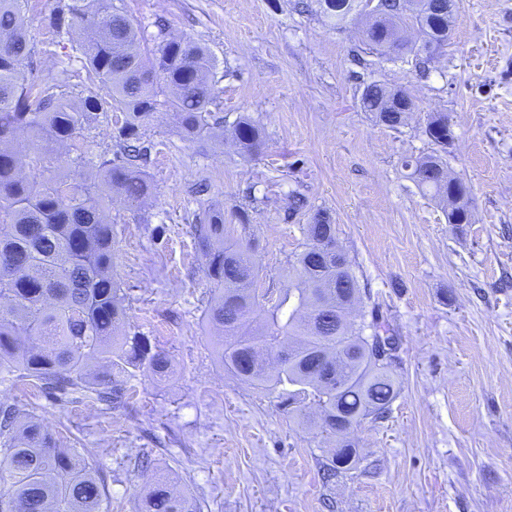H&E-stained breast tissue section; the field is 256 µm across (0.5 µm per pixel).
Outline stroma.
I'll return each mask as SVG.
<instances>
[{
	"mask_svg": "<svg viewBox=\"0 0 512 512\" xmlns=\"http://www.w3.org/2000/svg\"><path fill=\"white\" fill-rule=\"evenodd\" d=\"M144 28L190 39L217 60L220 116L250 117L259 157L231 140L191 142L165 113L144 129L145 207L112 202V271L129 293L128 322L171 360L166 380L138 371L128 407L76 394L55 400L0 377V401L28 406L62 447L106 477V512H136L158 478L201 512H512V0H456L444 53L419 72L386 61L333 26L317 0H114ZM58 0H27L40 76L70 58L74 96L106 97L48 18ZM378 82L416 103L392 130L360 107ZM444 112V159L470 189L472 221L449 223L405 160L433 153L426 119ZM300 192L306 206L289 209ZM220 207L250 218L262 285H288L304 227L324 212L398 342L400 381L388 414L350 439L355 469L324 478L335 442L289 418L278 392L253 388L218 361L205 318L211 284L191 227ZM154 459L141 469L138 459Z\"/></svg>",
	"mask_w": 512,
	"mask_h": 512,
	"instance_id": "stroma-1",
	"label": "stroma"
}]
</instances>
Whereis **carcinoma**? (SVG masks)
Wrapping results in <instances>:
<instances>
[{
  "label": "carcinoma",
  "mask_w": 512,
  "mask_h": 512,
  "mask_svg": "<svg viewBox=\"0 0 512 512\" xmlns=\"http://www.w3.org/2000/svg\"><path fill=\"white\" fill-rule=\"evenodd\" d=\"M25 0H0V374L53 396L79 393L111 409L133 396L138 369L167 376L170 360L151 338L127 330V293L112 276V196L131 206L145 201L151 184L139 163L147 161L141 127L157 112L168 114L188 140L219 136L215 60L209 49L184 38L159 41L148 51L134 20L113 0H68L49 17L53 32L86 36L75 50L84 68L106 85L110 101L87 96L76 102L73 71L61 65L37 83L25 70L33 54L23 12ZM334 25L356 12V0H319ZM455 10L448 0H381L379 16L361 28V39L384 56L401 58L421 49L407 45L403 31L416 28L448 44ZM406 91L373 83L361 107L391 129L409 112ZM115 119L113 153L93 155L80 137L96 123ZM448 114L429 116L426 134L448 148ZM239 152L259 153L263 136L247 116L233 125ZM76 152L74 171L60 174L59 149ZM421 190L440 200L456 187L437 154L404 162ZM96 169L93 182L77 181L80 168ZM307 244L288 267V287L279 290L264 316L260 268L251 246L240 242L224 211L210 210L192 225L203 271L212 283L206 320L217 331V351L226 370L261 390L280 388L297 401L313 391L321 427L336 437L332 468L349 470L356 450L345 440L352 426L386 414L397 395L389 367L380 366L364 337L390 333L379 311L358 324L347 321L360 292L334 225L318 214L306 225ZM92 361L107 370L90 376ZM0 512H103L105 477L74 448L54 437L25 410L0 404ZM141 512H200L188 493L167 481L145 494Z\"/></svg>",
  "instance_id": "1"
}]
</instances>
